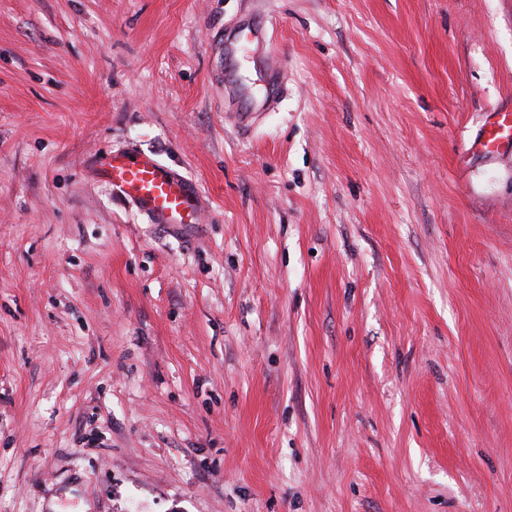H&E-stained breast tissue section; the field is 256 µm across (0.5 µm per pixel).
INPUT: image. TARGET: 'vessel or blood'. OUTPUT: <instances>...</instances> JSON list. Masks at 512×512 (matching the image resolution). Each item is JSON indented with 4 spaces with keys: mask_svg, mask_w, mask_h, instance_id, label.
<instances>
[{
    "mask_svg": "<svg viewBox=\"0 0 512 512\" xmlns=\"http://www.w3.org/2000/svg\"><path fill=\"white\" fill-rule=\"evenodd\" d=\"M472 148L479 152L512 151V113H494ZM96 172L154 223L197 221V198L192 184L154 154L112 153L99 162Z\"/></svg>",
    "mask_w": 512,
    "mask_h": 512,
    "instance_id": "obj_1",
    "label": "vessel or blood"
}]
</instances>
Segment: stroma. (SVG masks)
I'll list each match as a JSON object with an SVG mask.
<instances>
[{"label": "stroma", "instance_id": "1", "mask_svg": "<svg viewBox=\"0 0 512 512\" xmlns=\"http://www.w3.org/2000/svg\"><path fill=\"white\" fill-rule=\"evenodd\" d=\"M511 108L512 0H0V512H512ZM474 151H512V113L493 112V119L484 125L481 135L471 144ZM96 172L154 224L197 223L192 184L153 153H112L99 162Z\"/></svg>", "mask_w": 512, "mask_h": 512}]
</instances>
